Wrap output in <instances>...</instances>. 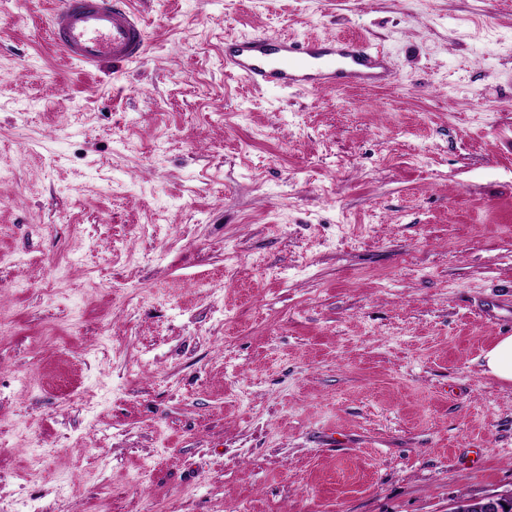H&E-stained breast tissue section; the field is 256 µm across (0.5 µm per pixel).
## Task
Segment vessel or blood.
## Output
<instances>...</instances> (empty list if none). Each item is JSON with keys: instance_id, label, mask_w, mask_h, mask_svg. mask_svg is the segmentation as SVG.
Here are the masks:
<instances>
[{"instance_id": "1", "label": "vessel or blood", "mask_w": 512, "mask_h": 512, "mask_svg": "<svg viewBox=\"0 0 512 512\" xmlns=\"http://www.w3.org/2000/svg\"><path fill=\"white\" fill-rule=\"evenodd\" d=\"M48 34L67 61L86 68L143 58L145 26L131 0H61ZM224 68L255 87L281 91H341L389 86L384 53L346 37L297 39L252 34L226 39Z\"/></svg>"}]
</instances>
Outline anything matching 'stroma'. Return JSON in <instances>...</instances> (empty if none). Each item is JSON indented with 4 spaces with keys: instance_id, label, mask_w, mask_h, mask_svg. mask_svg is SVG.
<instances>
[{
    "instance_id": "stroma-1",
    "label": "stroma",
    "mask_w": 512,
    "mask_h": 512,
    "mask_svg": "<svg viewBox=\"0 0 512 512\" xmlns=\"http://www.w3.org/2000/svg\"><path fill=\"white\" fill-rule=\"evenodd\" d=\"M0 0V512H449L512 491V0H133L137 62ZM352 36L392 86L256 88ZM224 44V70L254 87L341 91L383 88L393 79L382 51L346 37L252 34ZM480 359L484 375L503 384L512 383V336L499 337Z\"/></svg>"
}]
</instances>
